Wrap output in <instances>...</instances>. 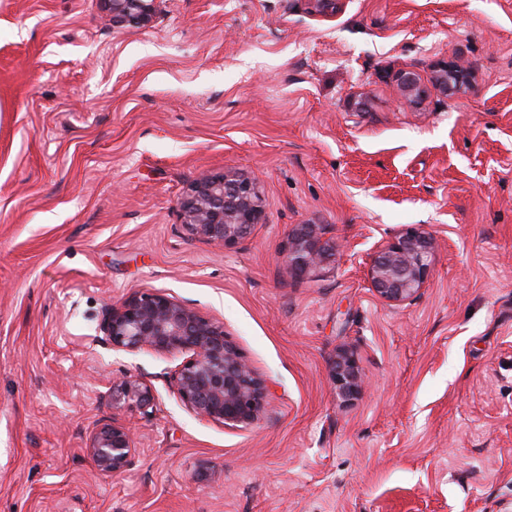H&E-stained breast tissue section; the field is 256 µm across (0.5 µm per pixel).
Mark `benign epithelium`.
I'll return each instance as SVG.
<instances>
[{"instance_id": "7a95c632", "label": "benign epithelium", "mask_w": 512, "mask_h": 512, "mask_svg": "<svg viewBox=\"0 0 512 512\" xmlns=\"http://www.w3.org/2000/svg\"><path fill=\"white\" fill-rule=\"evenodd\" d=\"M114 27H143L155 17L161 0H100ZM399 93L419 103L426 100L419 74L410 68L396 73ZM430 82L445 96L471 90L476 71L461 59L433 62ZM183 227L210 245L231 248L261 223L264 200L255 180L232 168L203 173L180 199ZM437 248L432 233L409 227L374 252L368 276L383 301L399 305L415 300L431 274ZM322 224H299L288 235L283 256L296 274L308 275L332 256ZM103 341L112 349L136 352L147 348L179 353L186 359L169 377L174 394L188 411L225 428H245L262 417L268 397L264 381L245 360L224 329V323L200 315L183 301L154 290L136 291L105 308L100 323ZM338 395L350 400L364 385L353 354L339 352L331 365ZM112 419L97 421L85 449L98 473L112 477L131 463L137 448L120 413L150 415L156 399L150 385L125 376L109 388Z\"/></svg>"}]
</instances>
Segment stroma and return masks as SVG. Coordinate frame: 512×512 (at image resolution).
<instances>
[{
  "instance_id": "1",
  "label": "stroma",
  "mask_w": 512,
  "mask_h": 512,
  "mask_svg": "<svg viewBox=\"0 0 512 512\" xmlns=\"http://www.w3.org/2000/svg\"><path fill=\"white\" fill-rule=\"evenodd\" d=\"M443 57L475 87L401 97L398 69ZM227 168L265 216L224 250L178 201ZM299 224L336 245L312 275L281 256ZM412 226L439 248L391 306L371 256ZM141 288L223 322L268 387L258 424L186 410L182 354L101 343ZM124 375L156 408L124 414L137 453L105 478L86 436ZM0 512H512V0H164L140 28L0 0ZM331 372L338 395L344 400L353 399L361 392L364 378L352 353L339 352L332 361Z\"/></svg>"
}]
</instances>
